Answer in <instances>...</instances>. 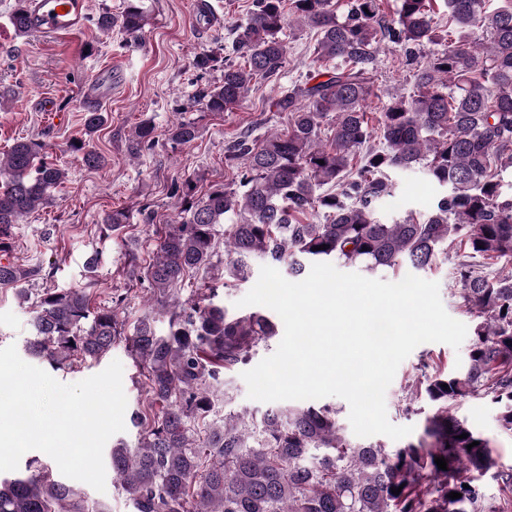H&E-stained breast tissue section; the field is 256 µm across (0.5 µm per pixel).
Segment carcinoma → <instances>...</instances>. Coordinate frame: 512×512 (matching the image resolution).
I'll return each mask as SVG.
<instances>
[{"label": "carcinoma", "instance_id": "obj_1", "mask_svg": "<svg viewBox=\"0 0 512 512\" xmlns=\"http://www.w3.org/2000/svg\"><path fill=\"white\" fill-rule=\"evenodd\" d=\"M25 2L16 0L12 12L21 35L28 34ZM140 2L126 0L118 15L100 14L98 29L141 40L147 16ZM487 2L446 0L454 37L413 74V95L383 105L375 129L366 101L379 49L438 42L433 0H396L388 22L382 20V0H350L341 16L333 0H253L235 25L232 47L245 65L225 61L222 45L194 56L200 73L224 65L222 83L199 94L203 109L217 113L239 106L252 82L278 79L287 17L317 31L315 53L336 61V69L323 81L311 74L272 100L275 111L290 117L286 132L243 137L228 147L230 158L244 161L239 188L212 184L204 191L197 179L174 185L186 216L166 225L155 259L143 268L166 332L157 330L148 312L125 333L119 320L125 293L95 306L88 280L31 295L21 284L41 268L0 262V288L16 289L31 303L27 354L63 372L92 366L119 342L134 357L144 392L131 417L137 442L131 447L121 440L105 449L113 480L133 512H512V472L497 470L488 440L450 411L458 398L482 393L500 405V426L512 432V274L460 264V298L480 318L469 365L462 373L437 369L430 376L429 364L420 365L412 384L435 410L418 442L389 452L380 444L352 442L330 405L278 406L258 418L220 414V379L247 364L277 326L265 309L229 314L213 288L188 305L181 301L188 277L218 270L221 247L226 287L248 281L257 256L298 280L322 260L389 268L403 278L409 270L431 267L461 232L472 254L512 260V192L503 191L502 179L512 170V0L491 11ZM331 115V136L323 144L321 123ZM105 122L101 112L85 113L86 139L68 145L88 168L105 163L90 147ZM169 137L188 144L198 127L174 123ZM154 143L153 126L143 122L130 149L137 155ZM414 168L446 193L424 219L409 211L383 222L376 204L395 194L390 173ZM65 177L37 140L20 139L0 155L1 252L9 248L15 224L55 203ZM228 216L235 222L225 223ZM463 433L468 437L459 438ZM474 441L479 445L467 448ZM436 457L446 460L447 469L438 468ZM492 470L507 490L498 500L482 490L481 480ZM393 487L401 492L393 494ZM451 492L461 497L451 499ZM0 512L110 510L89 508L81 490L54 475L50 459L34 456L20 474L0 472Z\"/></svg>", "mask_w": 512, "mask_h": 512}]
</instances>
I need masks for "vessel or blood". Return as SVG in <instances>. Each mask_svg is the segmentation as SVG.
<instances>
[{
  "instance_id": "vessel-or-blood-1",
  "label": "vessel or blood",
  "mask_w": 512,
  "mask_h": 512,
  "mask_svg": "<svg viewBox=\"0 0 512 512\" xmlns=\"http://www.w3.org/2000/svg\"><path fill=\"white\" fill-rule=\"evenodd\" d=\"M89 0H27L28 30L37 37L70 36L85 25Z\"/></svg>"
}]
</instances>
